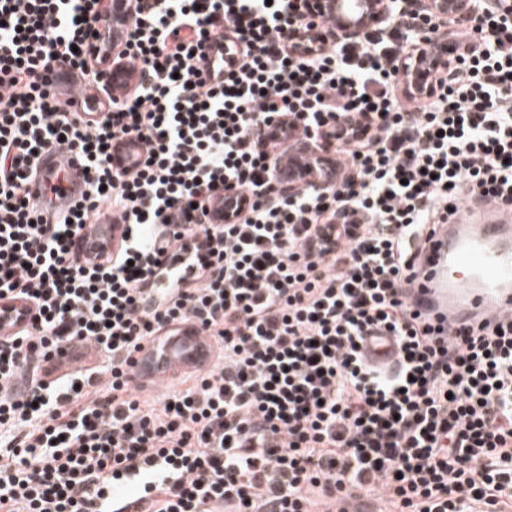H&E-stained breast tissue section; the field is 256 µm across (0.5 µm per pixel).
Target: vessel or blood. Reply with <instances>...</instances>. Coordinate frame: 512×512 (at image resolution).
<instances>
[{"instance_id": "1", "label": "vessel or blood", "mask_w": 512, "mask_h": 512, "mask_svg": "<svg viewBox=\"0 0 512 512\" xmlns=\"http://www.w3.org/2000/svg\"><path fill=\"white\" fill-rule=\"evenodd\" d=\"M55 92L73 104L94 97L92 88L69 76H55ZM44 176L63 175L60 195L50 197L52 208L65 211L81 195V161L62 150L40 159ZM113 221L104 215L85 227L74 241L83 257L112 250ZM407 300L412 311L440 335L461 326L512 314V211L486 205L477 213L451 216L436 225L431 239L409 272ZM362 352L367 362L386 371L397 367L399 349L387 331L365 337ZM145 361L134 371L140 386L151 388L181 375L210 367L216 350L211 336L186 321L166 331L145 350Z\"/></svg>"}]
</instances>
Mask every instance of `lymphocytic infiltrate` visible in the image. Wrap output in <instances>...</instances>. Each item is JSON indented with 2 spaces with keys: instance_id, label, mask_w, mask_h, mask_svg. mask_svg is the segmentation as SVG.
<instances>
[{
  "instance_id": "1",
  "label": "lymphocytic infiltrate",
  "mask_w": 512,
  "mask_h": 512,
  "mask_svg": "<svg viewBox=\"0 0 512 512\" xmlns=\"http://www.w3.org/2000/svg\"><path fill=\"white\" fill-rule=\"evenodd\" d=\"M104 0H0V512H100L102 484L135 470L152 494L123 512H512V317L431 335L403 295L428 227L475 199L512 210V0L452 35L465 45L434 96L402 104L398 60L417 12L364 39L327 30L296 0H137L118 55L94 52ZM237 43V64L212 58ZM139 79L113 95V59ZM66 67L98 90L58 100ZM330 194L276 196L287 132L348 130ZM147 151L119 164L126 139ZM81 156L66 211L30 191L41 154ZM250 204L206 220L215 191ZM119 218L116 256L80 259L81 228ZM195 276L180 282L181 257ZM194 321L216 345L161 407L132 381L135 355ZM397 336L399 371L361 359Z\"/></svg>"
}]
</instances>
